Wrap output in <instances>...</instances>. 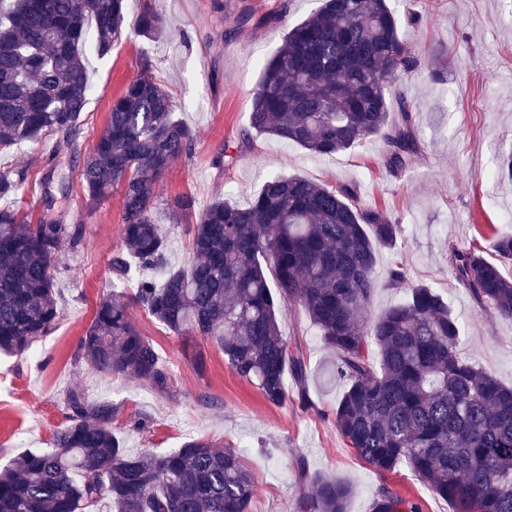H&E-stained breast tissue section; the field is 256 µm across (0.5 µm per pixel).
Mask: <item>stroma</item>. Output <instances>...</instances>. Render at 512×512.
<instances>
[{
	"mask_svg": "<svg viewBox=\"0 0 512 512\" xmlns=\"http://www.w3.org/2000/svg\"><path fill=\"white\" fill-rule=\"evenodd\" d=\"M275 0H129L128 23L144 4L155 5L170 40L153 42L125 32L104 56L88 52L92 89L81 115V149L89 151L104 130L112 101L148 57L176 105V116L195 134L190 155L177 159L160 181L155 218L168 237L172 266L193 257L192 228L198 210L213 199L244 207L269 174L282 173L329 184L357 185L367 203L384 209L400 224L395 250H381L372 309L379 312L404 297L388 287L392 262L408 277L443 294L458 317L463 355L512 386V319L477 306L458 283L449 262L452 247L480 240L486 258L512 277V260L499 257L495 232L512 214V181L497 178L499 153L512 148V0H390L399 35L417 66L394 86L415 108L421 153L412 167L392 175L383 166L385 144L374 136L332 156H314L292 144L251 132L253 92L264 63L276 52L288 27L320 6V0H286L277 20L234 30L241 5L264 15ZM56 138L43 136L0 152V172L25 170L28 179L18 205L31 220L43 215L39 177L48 160L70 168L69 153H54ZM233 146L236 162L224 168L215 157ZM190 197L194 209L170 216L166 205ZM122 191L88 205L81 185L53 214L84 228L77 254L59 278L64 317L38 348L18 356L0 354V465L28 449L47 450L54 430L65 422L63 394L82 387L93 399L119 408L117 436L133 454H163L192 437L233 449L254 479L250 512H300L310 491L298 461L310 473L350 484L347 512H371L381 487L421 503L423 512H455L409 468L381 475L347 447L336 430L333 409L344 387L330 374L333 352L304 311L279 315L283 335L306 344L310 407L290 401L269 404L227 364L215 342L178 336L140 308L131 318L152 340L174 383L168 392L150 384L97 372L79 357V340L90 325L100 297L111 288V258L123 247ZM205 365L196 368L195 353Z\"/></svg>",
	"mask_w": 512,
	"mask_h": 512,
	"instance_id": "35a3bbf8",
	"label": "stroma"
}]
</instances>
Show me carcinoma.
Here are the masks:
<instances>
[{
    "instance_id": "carcinoma-1",
    "label": "carcinoma",
    "mask_w": 512,
    "mask_h": 512,
    "mask_svg": "<svg viewBox=\"0 0 512 512\" xmlns=\"http://www.w3.org/2000/svg\"><path fill=\"white\" fill-rule=\"evenodd\" d=\"M126 25L127 0H0V149L48 131L70 151L89 204L122 188L124 251L112 257V290L80 338L83 358L104 375L168 391L170 370L130 319L136 305L176 335L214 341L273 405L288 399L291 376L307 407L306 348L282 335L278 321L299 306L336 355L330 372L344 392L334 421L358 457L382 475L408 467L456 512H512V387L462 356L448 300L408 282L398 265L389 283L404 289L403 301L363 319L379 253L396 247L401 228L356 186L279 174L246 207L215 199L194 225V261L170 266L153 216L158 181L191 154L194 135L148 58L112 100L93 149L80 148L91 91L83 45L91 32L104 55ZM133 33L163 36L158 11H142ZM413 65L388 0H322L264 63L250 128L318 156L380 135L384 166L399 174L421 144L413 107L391 91ZM25 180L22 171L0 172V353L8 355L28 352L56 328L62 250L83 239L81 224L34 223L15 207ZM40 188L47 212L71 194L52 159ZM495 248L512 259L511 226L496 232ZM450 263L478 307L512 318V280L477 245L452 248ZM63 404L66 423L53 448L0 468V512H98L104 500L109 512H249L253 477L231 449L193 438L167 454L133 455L112 429L111 401L73 387ZM299 477L312 488L302 512H347L351 486L311 475L302 462ZM371 512L422 509L384 487Z\"/></svg>"
}]
</instances>
